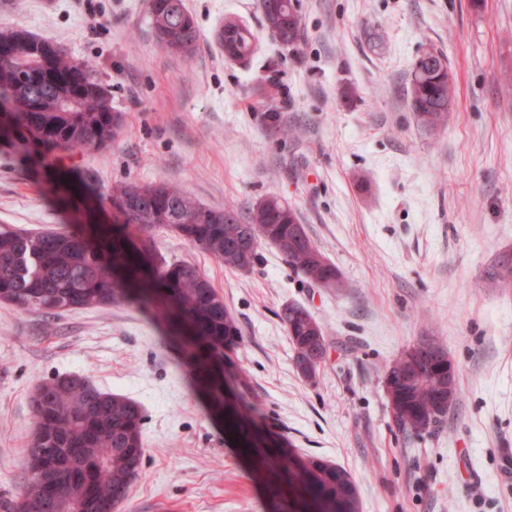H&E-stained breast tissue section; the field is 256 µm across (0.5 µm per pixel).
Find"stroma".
Here are the masks:
<instances>
[{"mask_svg": "<svg viewBox=\"0 0 512 512\" xmlns=\"http://www.w3.org/2000/svg\"><path fill=\"white\" fill-rule=\"evenodd\" d=\"M202 37L192 58L156 40L148 0H0V23L94 63L121 117L105 149L65 170L92 188L109 224L115 185L180 186L248 217L291 204L347 288L311 285L271 246L251 271L225 268L168 227L167 260L196 265L223 295L242 343L258 421L296 456L343 466L361 512H512V0H296V46L268 34L259 0H184ZM255 51L225 61V16ZM441 50L454 76L445 125L422 127L411 65ZM0 224L71 228L47 170L0 146ZM307 308L327 357L295 368L278 314ZM150 310L136 303L57 315L0 303V512L27 485L30 396L38 379L88 377L145 412V457L122 512H271L269 494L191 383ZM447 348L458 400L431 432L391 418L388 364L424 337Z\"/></svg>", "mask_w": 512, "mask_h": 512, "instance_id": "obj_1", "label": "stroma"}]
</instances>
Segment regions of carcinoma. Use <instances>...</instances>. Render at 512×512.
Segmentation results:
<instances>
[{
    "label": "carcinoma",
    "mask_w": 512,
    "mask_h": 512,
    "mask_svg": "<svg viewBox=\"0 0 512 512\" xmlns=\"http://www.w3.org/2000/svg\"><path fill=\"white\" fill-rule=\"evenodd\" d=\"M263 19L275 6L281 23L276 40L286 46L299 39L300 17L293 0H259ZM158 42L190 57L201 38L183 0H149ZM251 34L238 18L224 19L228 62L241 63L254 52ZM411 108L424 128L442 125L448 116V65L443 53L425 49L416 57ZM50 69L78 75L73 88L62 83L35 98L27 76ZM120 133V116L100 83L94 66L60 47L22 30L0 28V143L34 167L55 162L63 153L101 150ZM136 191V210L125 212V225L142 236L113 233L109 224H92L79 234L69 230L28 232L0 224V303L31 313L139 303L177 345L210 411L224 422L242 454L251 459L270 490L276 512H360L357 488L343 467L320 457L291 456L256 425L252 405L240 406L249 391L246 373L224 367L227 352L242 341L237 320L224 306L210 280L194 265L155 254L146 233L160 225L209 254L224 267H241L239 249L252 242L248 267L256 265L258 246L295 237L297 214L277 196H268L243 218L233 208L215 210L167 183H122L112 188L111 205L121 207ZM288 266L311 283L334 275L338 267L310 238L280 252ZM293 346L294 360L310 361L317 350L311 335L315 322L301 305L288 304L279 314ZM428 349L409 346L388 366L395 381L388 397L392 419L405 434L429 432L457 402L448 391L447 364L452 359L435 339ZM34 418L28 459L42 458L43 468H28V483L15 512H112L128 499L139 474L145 448L143 414L134 402L101 391L86 378L61 375L39 382L30 399ZM65 508H59L60 504Z\"/></svg>",
    "instance_id": "carcinoma-1"
}]
</instances>
